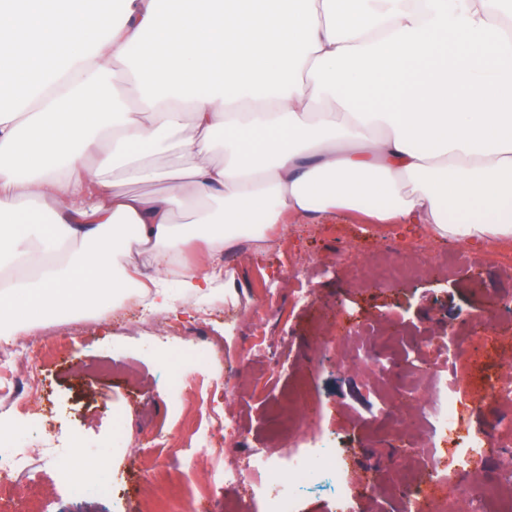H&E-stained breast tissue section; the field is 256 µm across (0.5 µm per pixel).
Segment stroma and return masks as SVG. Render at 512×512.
<instances>
[{
	"label": "stroma",
	"mask_w": 512,
	"mask_h": 512,
	"mask_svg": "<svg viewBox=\"0 0 512 512\" xmlns=\"http://www.w3.org/2000/svg\"><path fill=\"white\" fill-rule=\"evenodd\" d=\"M187 160L183 149H162L149 159L157 179L126 189L163 192L167 174ZM415 254L425 263L418 278L369 282L359 274L379 257L404 265ZM220 264L208 293H186L167 276L168 307L107 303L16 333L39 353L53 410L49 426L35 418L22 427L20 446L39 447L49 429L69 453L92 454L112 442L114 414L123 417L125 445L107 492L66 494L61 512H233L267 476L253 472L244 484L225 485V461L258 448L285 456L322 433L346 465L354 512H404L398 495L364 489L370 467L387 468L394 483L420 467L367 424L376 412L374 380L351 363L364 340L391 339L405 351L427 345L444 370L450 333L492 337V349L457 363L459 424L512 450V433L498 427L512 416V401L482 387L484 377L512 366V315L501 307L512 296V238L472 245L439 238L427 224H376L352 211L330 220L292 216L267 230L263 244L241 242ZM301 288L311 289L310 299L299 298ZM271 289L278 295L270 300ZM297 380L314 418L276 435ZM211 409L241 438L203 465L194 450Z\"/></svg>",
	"instance_id": "35a3bbf8"
}]
</instances>
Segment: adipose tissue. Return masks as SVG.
<instances>
[{
  "instance_id": "1",
  "label": "adipose tissue",
  "mask_w": 512,
  "mask_h": 512,
  "mask_svg": "<svg viewBox=\"0 0 512 512\" xmlns=\"http://www.w3.org/2000/svg\"><path fill=\"white\" fill-rule=\"evenodd\" d=\"M122 2L0 0V95L26 104L0 107V343L131 285L166 299L188 242L288 213L512 236V0ZM168 140L192 161L163 194L111 189ZM135 246L147 269L118 273Z\"/></svg>"
}]
</instances>
